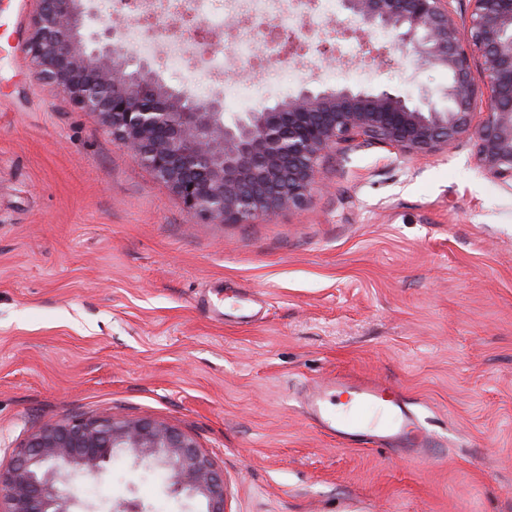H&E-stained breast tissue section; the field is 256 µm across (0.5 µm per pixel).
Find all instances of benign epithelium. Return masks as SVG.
I'll return each instance as SVG.
<instances>
[{
    "mask_svg": "<svg viewBox=\"0 0 512 512\" xmlns=\"http://www.w3.org/2000/svg\"><path fill=\"white\" fill-rule=\"evenodd\" d=\"M451 2L340 0L358 22L342 38L360 40L384 62L387 51L368 34L393 31L418 61L448 72L443 108L391 88L304 86L272 108L226 121L220 99L198 102L169 87L149 62L132 63L109 31L84 38L81 0H40L24 50L35 76L79 111L100 115L189 216L245 224L305 205L321 157L342 144L427 155L472 134L485 173L512 182V0H467L464 37ZM477 63L487 99L475 126ZM119 452L170 471L174 491L200 500L203 512H224V478L191 438L163 422L118 415L66 419L33 434L0 468L7 512H75V501L58 488L62 471L97 473Z\"/></svg>",
    "mask_w": 512,
    "mask_h": 512,
    "instance_id": "benign-epithelium-1",
    "label": "benign epithelium"
}]
</instances>
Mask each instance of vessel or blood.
I'll list each match as a JSON object with an SVG mask.
<instances>
[{
	"instance_id": "b4317fda",
	"label": "vessel or blood",
	"mask_w": 512,
	"mask_h": 512,
	"mask_svg": "<svg viewBox=\"0 0 512 512\" xmlns=\"http://www.w3.org/2000/svg\"><path fill=\"white\" fill-rule=\"evenodd\" d=\"M304 416L338 444L392 448L419 457L438 442L394 383L345 372L308 386L299 398Z\"/></svg>"
}]
</instances>
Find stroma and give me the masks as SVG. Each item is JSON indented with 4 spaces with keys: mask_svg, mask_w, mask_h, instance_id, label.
I'll list each match as a JSON object with an SVG mask.
<instances>
[{
    "mask_svg": "<svg viewBox=\"0 0 512 512\" xmlns=\"http://www.w3.org/2000/svg\"><path fill=\"white\" fill-rule=\"evenodd\" d=\"M38 0H0V463L65 418L121 413L189 436L224 475L225 512H512V186L476 139L413 156L333 151L301 208L191 218L101 117L36 79L19 47ZM392 61H323L348 84L439 97L445 70L394 33ZM227 72L197 96L226 115L296 92ZM264 305L240 325L224 301ZM347 370L388 380L440 448H343L297 392ZM100 507L201 512L168 470L114 457L63 472Z\"/></svg>",
    "mask_w": 512,
    "mask_h": 512,
    "instance_id": "1",
    "label": "stroma"
}]
</instances>
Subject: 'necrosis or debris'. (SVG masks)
<instances>
[{
	"label": "necrosis or debris",
	"instance_id": "obj_1",
	"mask_svg": "<svg viewBox=\"0 0 512 512\" xmlns=\"http://www.w3.org/2000/svg\"><path fill=\"white\" fill-rule=\"evenodd\" d=\"M115 11L126 19L119 31L120 43L138 55L154 58L164 56L176 62L192 55L198 68L208 77H217L227 70L249 73L253 70L254 54L251 44L261 38L268 66L262 76L270 83L283 79L282 66L286 61L284 46L302 36V27L310 17H318L322 35L310 51L318 58L324 47H338L342 56L353 54L352 47L337 46L331 28L336 0H112ZM236 22V32L223 49L202 54L200 42L210 40L216 27L212 15ZM191 20L195 28L189 35H172V27ZM275 25L277 38L266 35L268 25Z\"/></svg>",
	"mask_w": 512,
	"mask_h": 512
}]
</instances>
